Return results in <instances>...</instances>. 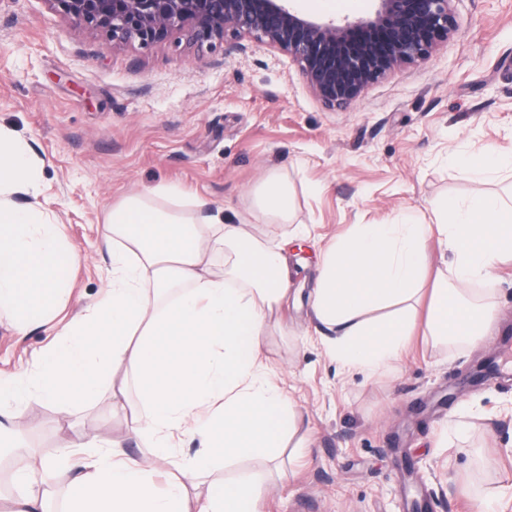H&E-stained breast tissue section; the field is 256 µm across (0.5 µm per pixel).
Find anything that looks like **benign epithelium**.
<instances>
[{
	"instance_id": "benign-epithelium-1",
	"label": "benign epithelium",
	"mask_w": 512,
	"mask_h": 512,
	"mask_svg": "<svg viewBox=\"0 0 512 512\" xmlns=\"http://www.w3.org/2000/svg\"><path fill=\"white\" fill-rule=\"evenodd\" d=\"M115 47L149 50L176 35L189 47L243 53L254 41L291 57L330 108L358 99L392 70L429 58L459 30L452 0H376L368 17L314 20L284 0H46Z\"/></svg>"
}]
</instances>
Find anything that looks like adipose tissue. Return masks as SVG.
<instances>
[{"instance_id":"obj_1","label":"adipose tissue","mask_w":512,"mask_h":512,"mask_svg":"<svg viewBox=\"0 0 512 512\" xmlns=\"http://www.w3.org/2000/svg\"><path fill=\"white\" fill-rule=\"evenodd\" d=\"M36 176L28 142L0 130V314L22 335L50 324L67 304L66 273L76 261L59 225L17 201L35 192ZM255 203L262 217L303 232L285 180L264 181ZM201 205L157 187L113 207L112 280L98 303L62 327L32 372L0 371V407L31 395L83 407L108 390L112 409L137 405L132 432L150 442L144 456L119 441H73L57 458L23 465L14 475V512H47L42 474L61 466L71 475L62 512H260L256 480L227 483L211 473L232 456L273 455L296 433L290 404L261 358L267 313L289 292L288 257L282 247L259 244L247 224L199 216ZM433 236L452 258L423 316L425 243ZM214 251L224 254L220 277L208 269ZM511 261L512 200L494 193L446 201L431 223L399 213L356 224L323 251L312 314L339 364L376 372L419 333L475 343L490 308L460 286ZM193 442L194 456L179 458L182 444Z\"/></svg>"}]
</instances>
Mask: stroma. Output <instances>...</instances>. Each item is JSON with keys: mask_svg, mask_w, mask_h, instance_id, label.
Wrapping results in <instances>:
<instances>
[{"mask_svg": "<svg viewBox=\"0 0 512 512\" xmlns=\"http://www.w3.org/2000/svg\"><path fill=\"white\" fill-rule=\"evenodd\" d=\"M459 31L343 108L323 106L287 55L113 47L46 0H0V127L43 164L37 203L78 263L65 313L81 317L112 265L102 241L113 206L176 185L208 213L251 224L265 245L289 240L290 292L267 314L263 358L294 405L308 445L276 459H233L212 476L262 484V512H512V264L467 296L494 319L472 346L415 338L392 368H340L310 323L321 246L355 224L431 214L479 185L468 158L512 157V0H453ZM279 176L306 234L259 219L254 194ZM52 339L0 323V370L31 367ZM494 357L501 372L467 378ZM14 435L54 456L82 434L125 438L131 415L107 401L82 412L30 397L8 408Z\"/></svg>", "mask_w": 512, "mask_h": 512, "instance_id": "1", "label": "stroma"}]
</instances>
